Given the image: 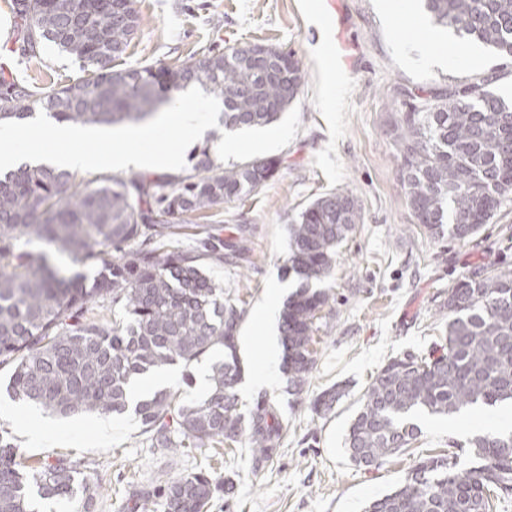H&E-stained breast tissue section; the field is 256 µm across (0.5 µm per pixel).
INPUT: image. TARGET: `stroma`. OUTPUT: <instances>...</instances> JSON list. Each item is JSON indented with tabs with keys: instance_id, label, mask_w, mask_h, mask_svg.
I'll list each match as a JSON object with an SVG mask.
<instances>
[{
	"instance_id": "obj_1",
	"label": "stroma",
	"mask_w": 512,
	"mask_h": 512,
	"mask_svg": "<svg viewBox=\"0 0 512 512\" xmlns=\"http://www.w3.org/2000/svg\"><path fill=\"white\" fill-rule=\"evenodd\" d=\"M11 0H0V71L38 94L81 77L78 62L43 45L36 58L11 53L15 24ZM139 31L119 61L126 68L173 65L190 56L228 52L247 43L272 44L303 61L307 76L298 97L271 129L269 153L282 158L277 175L249 196L193 218L185 246L207 234L244 235L247 253L235 263L205 262L204 270L242 309L239 350L244 373L235 389L240 410L266 395L286 427L273 456L255 462L247 448L150 447L134 411L113 416L101 437L99 413L58 418L12 400L11 369L0 365V430L26 456L27 468L70 461L95 497L91 512H134L144 493L176 475L204 472L231 479L235 493H216L209 512H363L366 503L400 483L420 458L444 454L457 442L459 468L474 466L468 440L482 430L474 406L454 417L419 414L421 434L380 467L351 462L344 449L349 426L377 372L391 356L428 354L445 343L448 289L470 272L512 270V200L505 201L472 238H431L417 224L400 178L392 121L403 111V90L432 92L500 71L492 90L512 96V64L479 45L427 44L429 20L419 0H135ZM457 62H449V52ZM336 190L358 201L362 220L338 246L331 283L334 301L319 314L317 365L307 393H286L274 368L271 384L257 387L255 362L280 358L255 314L275 280L285 277L289 228L316 198ZM348 394L325 416L312 413L313 397L333 385Z\"/></svg>"
}]
</instances>
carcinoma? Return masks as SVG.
<instances>
[{
    "instance_id": "obj_1",
    "label": "carcinoma",
    "mask_w": 512,
    "mask_h": 512,
    "mask_svg": "<svg viewBox=\"0 0 512 512\" xmlns=\"http://www.w3.org/2000/svg\"><path fill=\"white\" fill-rule=\"evenodd\" d=\"M432 23L465 45L480 44L512 62V0H420ZM11 0L15 52L36 56L48 41L81 64L84 76L39 96L16 79L0 77V122H26L35 110L59 123L115 126L149 121L161 100L199 86L223 104L226 130L270 125L298 96L301 59L273 46L260 67L252 50L191 57L178 65L116 68L141 25L134 0ZM492 69L469 83L449 84L423 98L408 92L393 132L401 177L417 223L434 239L466 241L512 197V103L489 89ZM215 131L192 154L181 175L105 177L96 186L57 166L22 163L0 172V365H12L9 392L68 417L76 412L123 414L135 377L180 362L191 365L214 349L207 396L186 401L160 389L135 405L152 448H212L245 444L268 460L283 440L278 409L259 397L247 412L234 389L242 369L237 328L242 310L202 261L238 258L242 242L208 235L185 248L182 225L191 216L238 200L280 169L278 157L226 167L212 157ZM361 220L346 192L311 202L289 232L286 272L299 286L284 302L279 332L288 391L309 388L317 363L315 321L333 298L324 286L336 248ZM46 242L60 255L98 268L87 286L49 255L30 249ZM120 252L114 258L112 251ZM112 297L125 316L112 323L88 317ZM446 343L440 353H404L384 365L361 400L345 438L350 460L376 468L419 437L410 416L423 410L452 417L475 405L512 403V271H478L448 288ZM345 396L338 385L317 394L316 415ZM479 464L457 469L443 456L420 460L364 512H491L512 495V431L485 432L469 441ZM23 452L0 432V512H33V495L72 499L82 489L84 512L94 492L79 484L63 459L27 471ZM219 488L203 472L179 476L163 490L164 512H203Z\"/></svg>"
}]
</instances>
